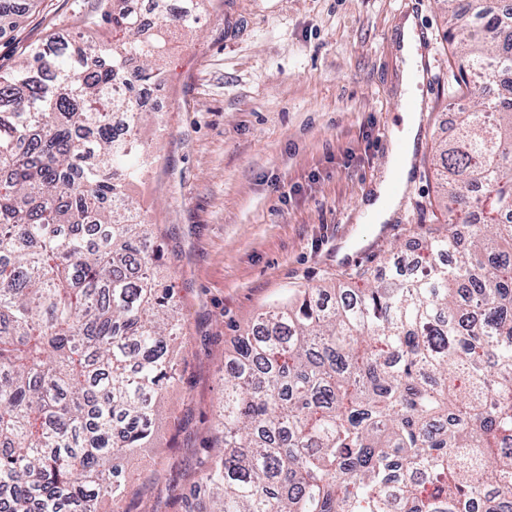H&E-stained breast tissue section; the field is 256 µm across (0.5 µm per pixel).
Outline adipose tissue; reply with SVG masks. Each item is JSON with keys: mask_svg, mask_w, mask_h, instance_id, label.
<instances>
[{"mask_svg": "<svg viewBox=\"0 0 512 512\" xmlns=\"http://www.w3.org/2000/svg\"><path fill=\"white\" fill-rule=\"evenodd\" d=\"M402 132L390 145L392 161L391 175L376 189L374 196L366 202L364 211L373 224L388 221L399 204L402 190L409 178L411 156L419 130L417 113L402 111Z\"/></svg>", "mask_w": 512, "mask_h": 512, "instance_id": "obj_1", "label": "adipose tissue"}]
</instances>
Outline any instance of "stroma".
I'll return each mask as SVG.
<instances>
[{
  "label": "stroma",
  "instance_id": "obj_1",
  "mask_svg": "<svg viewBox=\"0 0 512 512\" xmlns=\"http://www.w3.org/2000/svg\"><path fill=\"white\" fill-rule=\"evenodd\" d=\"M100 0H40L0 30V69L29 45L83 32ZM195 31L168 37L157 82L164 105L140 134L154 161L129 195L155 226L187 341L151 447L127 465L142 492L130 512H189V473L214 433L220 370L235 336L305 288L359 287L387 258L445 229L440 141L473 104L449 89L446 0H198ZM413 18L424 75L410 179L382 231L362 207L386 176L401 126L398 30Z\"/></svg>",
  "mask_w": 512,
  "mask_h": 512
}]
</instances>
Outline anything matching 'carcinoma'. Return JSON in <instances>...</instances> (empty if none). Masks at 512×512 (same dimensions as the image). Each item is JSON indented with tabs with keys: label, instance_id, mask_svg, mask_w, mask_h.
<instances>
[{
	"label": "carcinoma",
	"instance_id": "1",
	"mask_svg": "<svg viewBox=\"0 0 512 512\" xmlns=\"http://www.w3.org/2000/svg\"><path fill=\"white\" fill-rule=\"evenodd\" d=\"M451 86L475 98L440 145L448 230L415 272L298 291L235 338L195 512H512V15L454 0ZM156 35L192 29L150 0ZM112 42L50 37L0 71V512H112L136 494L183 334L152 225L126 194L160 41L112 0Z\"/></svg>",
	"mask_w": 512,
	"mask_h": 512
}]
</instances>
